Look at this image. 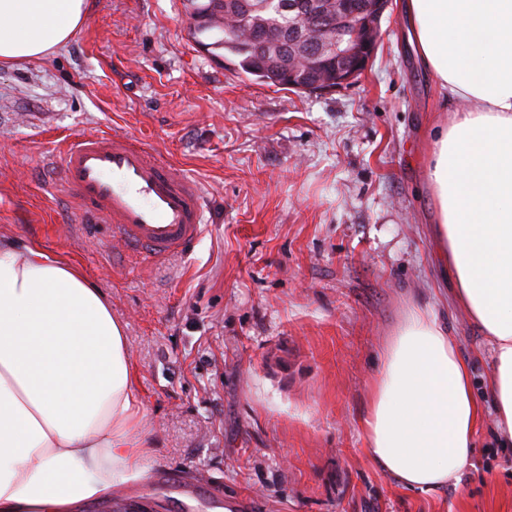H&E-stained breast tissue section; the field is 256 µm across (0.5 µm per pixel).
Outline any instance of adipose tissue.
<instances>
[{"label":"adipose tissue","instance_id":"adipose-tissue-1","mask_svg":"<svg viewBox=\"0 0 512 512\" xmlns=\"http://www.w3.org/2000/svg\"><path fill=\"white\" fill-rule=\"evenodd\" d=\"M87 0H0V64L44 57ZM408 36L449 101L431 134L433 239L455 298L493 354L492 407L512 447V0H402ZM122 324L81 267L0 241V512H78L141 481L142 431ZM483 407L448 327L410 303L384 342L361 421L366 452L403 488L459 479Z\"/></svg>","mask_w":512,"mask_h":512}]
</instances>
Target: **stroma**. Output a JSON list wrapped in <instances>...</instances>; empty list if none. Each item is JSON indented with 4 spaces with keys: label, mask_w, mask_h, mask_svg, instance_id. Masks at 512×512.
I'll return each mask as SVG.
<instances>
[{
    "label": "stroma",
    "mask_w": 512,
    "mask_h": 512,
    "mask_svg": "<svg viewBox=\"0 0 512 512\" xmlns=\"http://www.w3.org/2000/svg\"><path fill=\"white\" fill-rule=\"evenodd\" d=\"M391 9L358 81L274 89L188 34L182 0H87L72 38L0 66V237L79 264L122 321L146 480L86 512H512V448L485 415L459 480L412 492L365 452L381 348L409 301L446 320L477 393L490 348L427 233L450 119ZM129 132L202 187L204 233L162 261L73 223L57 147Z\"/></svg>",
    "instance_id": "1"
}]
</instances>
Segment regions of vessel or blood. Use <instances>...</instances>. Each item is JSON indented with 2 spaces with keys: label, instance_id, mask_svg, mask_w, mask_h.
Masks as SVG:
<instances>
[{
  "label": "vessel or blood",
  "instance_id": "b4317fda",
  "mask_svg": "<svg viewBox=\"0 0 512 512\" xmlns=\"http://www.w3.org/2000/svg\"><path fill=\"white\" fill-rule=\"evenodd\" d=\"M61 184L80 223L104 224L125 254L165 258L201 236L198 183L128 133L81 134L60 150Z\"/></svg>",
  "mask_w": 512,
  "mask_h": 512
}]
</instances>
